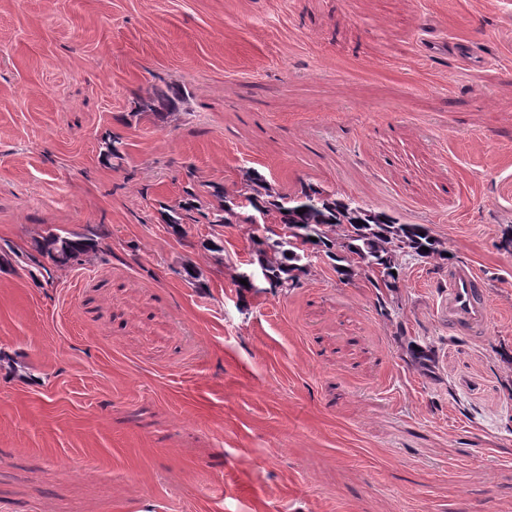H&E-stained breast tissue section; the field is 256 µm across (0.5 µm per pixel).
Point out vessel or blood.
I'll list each match as a JSON object with an SVG mask.
<instances>
[{"mask_svg": "<svg viewBox=\"0 0 512 512\" xmlns=\"http://www.w3.org/2000/svg\"><path fill=\"white\" fill-rule=\"evenodd\" d=\"M492 309L480 279L471 267L456 268L448 276V322L461 328H483Z\"/></svg>", "mask_w": 512, "mask_h": 512, "instance_id": "1", "label": "vessel or blood"}]
</instances>
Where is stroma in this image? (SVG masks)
<instances>
[{"mask_svg":"<svg viewBox=\"0 0 512 512\" xmlns=\"http://www.w3.org/2000/svg\"><path fill=\"white\" fill-rule=\"evenodd\" d=\"M171 83L182 109L141 113ZM250 167L453 259L382 295L324 257L239 289L244 225L219 259L159 211ZM510 230L512 0H0V512H512ZM461 265L481 331L445 317ZM48 232L37 246L41 256L48 257L55 264L80 262L82 257L96 247L97 237L93 231L89 234L78 232ZM492 309L480 279L471 267L456 268L448 275V324L484 328Z\"/></svg>","mask_w":512,"mask_h":512,"instance_id":"stroma-1","label":"stroma"}]
</instances>
